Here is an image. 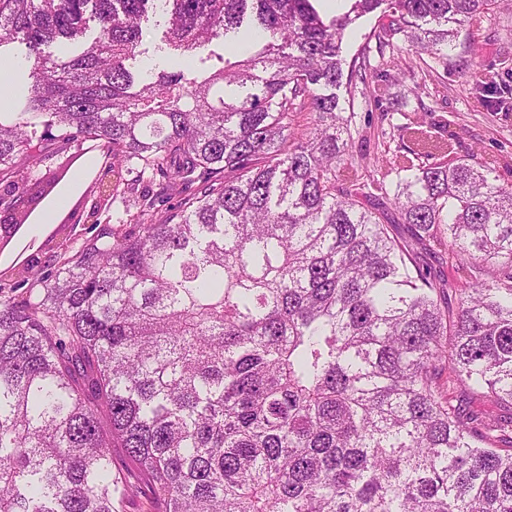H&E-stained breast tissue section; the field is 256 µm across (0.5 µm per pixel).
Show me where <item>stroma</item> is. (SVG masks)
Here are the masks:
<instances>
[{
  "mask_svg": "<svg viewBox=\"0 0 512 512\" xmlns=\"http://www.w3.org/2000/svg\"><path fill=\"white\" fill-rule=\"evenodd\" d=\"M162 28L149 23L144 32L139 54L132 66L140 76L148 78L160 70L178 71L195 66L191 57L158 51ZM483 51L479 58L469 59L461 50L451 52L447 61H423L409 43H402L404 73L392 85L389 99L380 101L374 91L384 80L378 51H368L370 66L365 81L351 88L353 140L350 155L356 166L372 161L389 165L394 155L411 145L402 127L423 128L442 137L452 146L453 156H468L481 164L498 159L499 181L512 184V112L486 110L473 105L471 74L491 70L503 77L512 76V7L493 10L481 35ZM106 159L103 148L94 141L64 143L50 140L43 154L31 164L32 172L59 171L75 166L83 177L71 183L69 193L78 203L76 218L67 223L55 221L24 225L12 245L0 252V295H13L20 274L27 267L44 272L54 271L60 253L77 251L82 244L107 224L118 223L126 208L117 200L106 208H98Z\"/></svg>",
  "mask_w": 512,
  "mask_h": 512,
  "instance_id": "stroma-1",
  "label": "stroma"
}]
</instances>
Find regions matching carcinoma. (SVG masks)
Segmentation results:
<instances>
[{"label":"carcinoma","mask_w":512,"mask_h":512,"mask_svg":"<svg viewBox=\"0 0 512 512\" xmlns=\"http://www.w3.org/2000/svg\"><path fill=\"white\" fill-rule=\"evenodd\" d=\"M314 2L0 0V55L20 41L30 59L0 108V177L21 176L0 211L48 139L100 142L109 196H136L0 298V512H114L142 490L151 512H512V412L452 397L512 409V187L419 129L390 167L406 176L360 180L338 94L364 15L385 7L373 37L399 71V34L435 60L479 55L498 0H350L328 22ZM159 10L165 52L212 57L246 21L265 43L138 82ZM156 176L181 196L162 214L139 190ZM464 399L470 412L481 416L483 419H492L502 413V408L499 405L479 394L464 396Z\"/></svg>","instance_id":"cac0c4a2"}]
</instances>
